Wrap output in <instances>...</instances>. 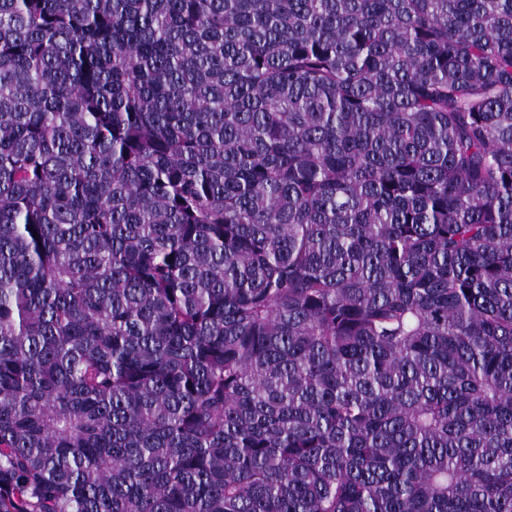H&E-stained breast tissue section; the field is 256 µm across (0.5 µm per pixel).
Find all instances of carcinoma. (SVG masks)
I'll return each instance as SVG.
<instances>
[{"label": "carcinoma", "instance_id": "1", "mask_svg": "<svg viewBox=\"0 0 512 512\" xmlns=\"http://www.w3.org/2000/svg\"><path fill=\"white\" fill-rule=\"evenodd\" d=\"M0 512H512V0H0Z\"/></svg>", "mask_w": 512, "mask_h": 512}]
</instances>
